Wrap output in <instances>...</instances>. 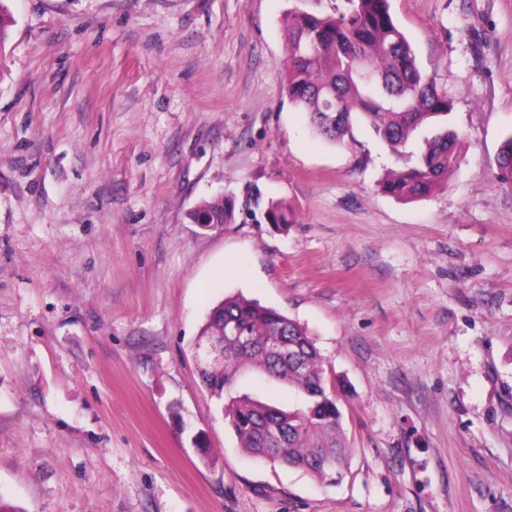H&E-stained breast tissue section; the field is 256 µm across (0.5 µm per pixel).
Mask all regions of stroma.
<instances>
[{
  "label": "stroma",
  "instance_id": "1",
  "mask_svg": "<svg viewBox=\"0 0 512 512\" xmlns=\"http://www.w3.org/2000/svg\"><path fill=\"white\" fill-rule=\"evenodd\" d=\"M9 0L0 46V498L22 512H512V0H392L461 161L415 202L362 121L314 135L288 11ZM224 195L236 220L190 223ZM288 207L286 230L268 201ZM244 296L306 327L342 481L255 461L192 347Z\"/></svg>",
  "mask_w": 512,
  "mask_h": 512
}]
</instances>
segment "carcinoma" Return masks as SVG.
I'll return each instance as SVG.
<instances>
[{"label":"carcinoma","instance_id":"carcinoma-1","mask_svg":"<svg viewBox=\"0 0 512 512\" xmlns=\"http://www.w3.org/2000/svg\"><path fill=\"white\" fill-rule=\"evenodd\" d=\"M336 14L318 16L293 10L285 23L289 101L308 117L312 130L341 142L361 118L398 158L404 169L381 183L385 193L416 201L442 184L460 162V139L448 125L452 102L436 77L419 65L396 22L390 0H347ZM423 129L424 148L405 151ZM501 175L512 179V136L499 159ZM234 214L228 198L202 201L190 214L194 223L227 224ZM269 223L287 227L288 208L268 206ZM272 339L288 346L276 357ZM198 341L220 342L223 358L201 370L202 382L224 410L239 447L252 456L301 469L332 486L342 477L347 447L340 398L328 380L325 359L307 331L278 310L244 297L214 306ZM259 373L294 387L301 407L284 410L238 389L241 379Z\"/></svg>","mask_w":512,"mask_h":512}]
</instances>
